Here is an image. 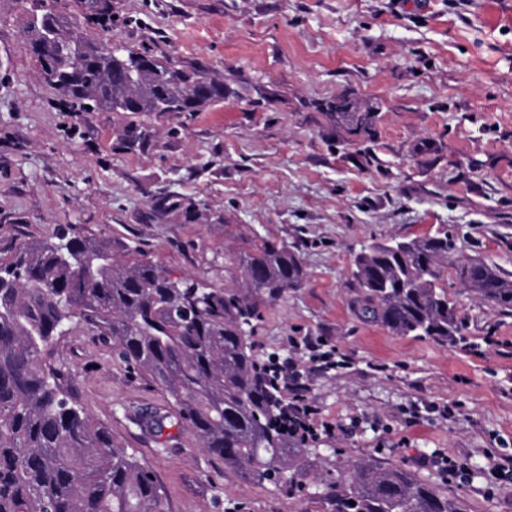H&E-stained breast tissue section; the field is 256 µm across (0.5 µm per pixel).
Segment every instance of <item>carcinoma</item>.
Segmentation results:
<instances>
[{"instance_id":"1","label":"carcinoma","mask_w":512,"mask_h":512,"mask_svg":"<svg viewBox=\"0 0 512 512\" xmlns=\"http://www.w3.org/2000/svg\"><path fill=\"white\" fill-rule=\"evenodd\" d=\"M30 20L31 43L42 40L49 8ZM58 52V88L87 111L200 112L224 98V84L184 71L153 55L123 47L112 55H84L94 42ZM140 70L135 82L112 88V73ZM338 98L315 105L336 121L348 144L372 139L380 113L357 112ZM76 260L65 262L58 243L22 245L0 261V512H165L150 470L117 448L64 385L65 369L48 357L62 328L83 327L112 340L123 361L168 395L174 415L224 468L256 482L278 476L288 493L307 486V439L288 432L275 378L257 361L252 336L262 305L304 279L298 253L265 241L230 261L234 288L207 291L197 308L180 302L194 282L175 281L136 247L115 257L112 241L72 237ZM494 310L512 313V277L462 255L448 231L378 242L354 256L349 279L359 288L360 319L399 336L446 344L464 341L463 323L448 302L443 271ZM325 512H465L433 485L400 466L371 457L354 460L320 480Z\"/></svg>"}]
</instances>
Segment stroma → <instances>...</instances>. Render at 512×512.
Returning a JSON list of instances; mask_svg holds the SVG:
<instances>
[{
    "instance_id": "stroma-1",
    "label": "stroma",
    "mask_w": 512,
    "mask_h": 512,
    "mask_svg": "<svg viewBox=\"0 0 512 512\" xmlns=\"http://www.w3.org/2000/svg\"><path fill=\"white\" fill-rule=\"evenodd\" d=\"M479 0H58L88 38L223 82L200 112H82L43 77L25 28L36 0H0V259L61 231L130 244L169 272L221 289L225 258L265 239L299 249L305 277L263 310L260 361L307 371L319 474L372 454L467 512H512V316L448 283L466 349L360 321L348 270L361 247L447 230L462 253L512 273V24L476 18ZM379 106L362 164L313 101ZM432 143L429 151L421 143ZM320 341L342 365L310 358ZM80 403L133 452L166 512H323L225 470L186 427H142L172 412L165 393L111 341L80 329L53 347ZM449 407L451 417L439 410ZM463 478L447 479L441 455Z\"/></svg>"
}]
</instances>
